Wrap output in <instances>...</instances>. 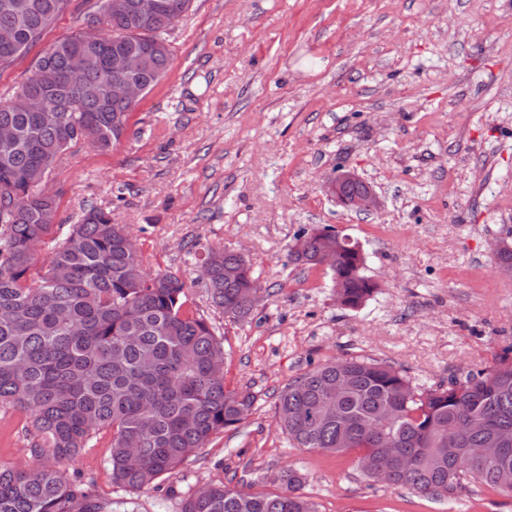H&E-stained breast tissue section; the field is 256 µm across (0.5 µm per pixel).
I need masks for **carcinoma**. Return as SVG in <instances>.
Masks as SVG:
<instances>
[{
    "instance_id": "carcinoma-1",
    "label": "carcinoma",
    "mask_w": 512,
    "mask_h": 512,
    "mask_svg": "<svg viewBox=\"0 0 512 512\" xmlns=\"http://www.w3.org/2000/svg\"><path fill=\"white\" fill-rule=\"evenodd\" d=\"M71 0H0V71L25 57L65 13ZM96 0L91 24L120 35L86 41L75 52L65 39L33 59L11 97L0 101V407L29 412L32 456L63 460L85 448L92 432L113 429L112 482L141 491L176 472L219 433L236 430L257 401L224 381V352L216 330L186 308L185 283L148 274L126 227L112 209H85L51 255L36 247L57 226L56 195L42 184L63 155L85 141L101 151L122 143L133 106L109 86L134 79L149 91L171 67L166 35L192 0ZM141 55L127 73L113 59ZM49 108L31 112L27 101ZM336 253L326 269L348 310L378 292L366 256L349 235L329 226L302 229L289 259L310 269ZM211 303L233 321L251 317L259 284L249 261L221 246L195 253ZM275 416L293 448L336 454L359 450L366 478L440 502L470 486L512 495V366L503 358L463 378L419 383L392 363L358 356L318 365L291 379ZM473 448H503L495 461L458 459ZM279 492L249 493L209 485L188 494L179 512H317L300 493L303 475L274 474ZM0 512H112V501L91 483L67 481L34 463L0 464Z\"/></svg>"
}]
</instances>
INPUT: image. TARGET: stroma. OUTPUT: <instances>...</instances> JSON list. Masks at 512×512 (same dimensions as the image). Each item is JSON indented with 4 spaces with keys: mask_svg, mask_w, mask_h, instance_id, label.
I'll list each match as a JSON object with an SVG mask.
<instances>
[{
    "mask_svg": "<svg viewBox=\"0 0 512 512\" xmlns=\"http://www.w3.org/2000/svg\"><path fill=\"white\" fill-rule=\"evenodd\" d=\"M167 39L170 71L122 143L77 145L52 175L61 225L39 252L89 205L111 207L145 269L185 282L217 330L226 384L257 403L150 490L113 485L105 430L56 469L92 478L112 512H178L210 484L269 493L288 466L318 512H512V497L481 487L443 504L372 482L356 451L290 447L275 420L288 379L342 356L429 384L512 354V274L493 254L512 237V0H194ZM339 165L371 186L375 209L328 191ZM316 225L363 245L379 290L361 309L289 262ZM208 245L250 260L264 299L248 321L209 303L193 256ZM30 422L0 409V464L30 462Z\"/></svg>",
    "mask_w": 512,
    "mask_h": 512,
    "instance_id": "1",
    "label": "stroma"
}]
</instances>
